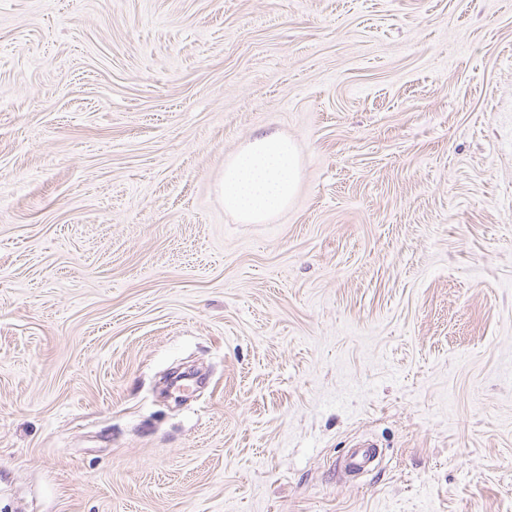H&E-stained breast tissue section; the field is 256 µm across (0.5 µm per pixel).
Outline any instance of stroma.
I'll return each instance as SVG.
<instances>
[{"mask_svg":"<svg viewBox=\"0 0 512 512\" xmlns=\"http://www.w3.org/2000/svg\"><path fill=\"white\" fill-rule=\"evenodd\" d=\"M0 512H512V0H0ZM299 182L296 146L287 138H255L225 160L220 194L227 211L245 223L266 222L288 207ZM351 448H356L345 459V465L351 471L363 472L368 469L376 455L378 445L370 440H360Z\"/></svg>","mask_w":512,"mask_h":512,"instance_id":"obj_1","label":"stroma"}]
</instances>
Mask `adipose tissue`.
Returning <instances> with one entry per match:
<instances>
[{"label":"adipose tissue","mask_w":512,"mask_h":512,"mask_svg":"<svg viewBox=\"0 0 512 512\" xmlns=\"http://www.w3.org/2000/svg\"><path fill=\"white\" fill-rule=\"evenodd\" d=\"M299 182L296 146L287 138H255L225 160L220 194L227 211L246 223H262L287 208Z\"/></svg>","instance_id":"obj_1"}]
</instances>
